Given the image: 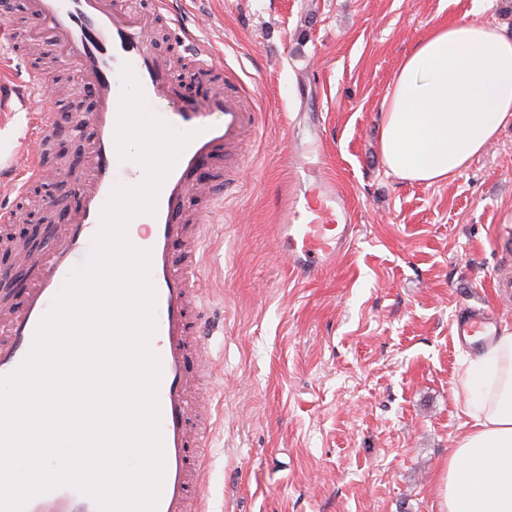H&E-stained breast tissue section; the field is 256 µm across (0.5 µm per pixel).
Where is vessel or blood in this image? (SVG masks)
I'll return each instance as SVG.
<instances>
[{"label":"vessel or blood","instance_id":"b4317fda","mask_svg":"<svg viewBox=\"0 0 512 512\" xmlns=\"http://www.w3.org/2000/svg\"><path fill=\"white\" fill-rule=\"evenodd\" d=\"M27 10L45 38L76 63L92 113L76 114L72 130L85 137L90 163L72 184L80 200L61 241L35 256L36 275L22 303L9 315L0 334V377L11 374L29 353L36 328L71 272L88 256L99 227L100 211L116 184L134 185L143 178L137 164L120 163L114 132L122 83L120 70L130 64L150 108L172 127L196 131L165 180L155 214L137 216L143 234L133 243L152 252L151 279L157 291V333L151 341L161 360L158 398L165 451V473L158 512H211L201 490L206 461L201 453L212 418L209 355L201 281V239L191 238L183 208L197 191L195 175L221 167L220 187L236 186L247 166L245 135L257 130L258 114L243 88L209 84L197 102L180 97L168 60L154 48V26L170 11V0H155L150 13H136L118 0H27ZM47 78L28 72L22 83L0 79V114L13 116L43 103ZM50 132L21 133L11 152L0 154V179L34 180L45 176L41 160ZM279 243L291 266L305 278L316 277L346 246L355 227L337 221L349 214L344 194L330 177L312 187L302 176L281 204ZM184 242L176 254V242ZM456 336L488 337L493 324L482 314L454 322ZM26 512H97L95 503L70 487L33 498Z\"/></svg>","mask_w":512,"mask_h":512}]
</instances>
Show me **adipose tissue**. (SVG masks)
I'll list each match as a JSON object with an SVG mask.
<instances>
[{
  "label": "adipose tissue",
  "instance_id": "obj_1",
  "mask_svg": "<svg viewBox=\"0 0 512 512\" xmlns=\"http://www.w3.org/2000/svg\"><path fill=\"white\" fill-rule=\"evenodd\" d=\"M512 121V37L479 19L433 28L382 102L389 172L427 185L459 175ZM455 397L467 427L443 465L441 512H512V328L471 358Z\"/></svg>",
  "mask_w": 512,
  "mask_h": 512
}]
</instances>
